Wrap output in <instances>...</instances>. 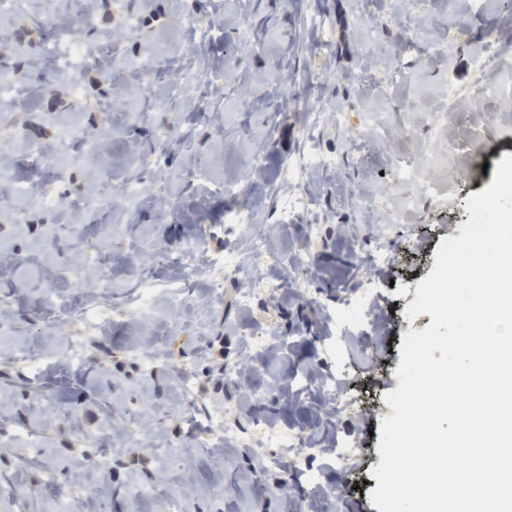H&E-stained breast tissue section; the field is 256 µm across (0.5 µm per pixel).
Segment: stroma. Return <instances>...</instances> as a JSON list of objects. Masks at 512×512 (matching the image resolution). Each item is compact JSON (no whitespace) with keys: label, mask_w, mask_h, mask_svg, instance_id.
Segmentation results:
<instances>
[{"label":"stroma","mask_w":512,"mask_h":512,"mask_svg":"<svg viewBox=\"0 0 512 512\" xmlns=\"http://www.w3.org/2000/svg\"><path fill=\"white\" fill-rule=\"evenodd\" d=\"M89 6L95 24L79 37L115 44L113 81L92 65L75 92L42 60L46 37L67 23L53 0H21L9 22L14 38L0 47V75L24 84L0 107V131L18 129L49 149L76 126L100 146L94 158L71 157L56 180L47 178V163L16 152L0 184V252L16 260L0 271L8 311L0 512H296L306 494L300 472L265 466L257 449L225 446L223 427L209 416L226 411L240 426L259 420L314 435L324 448L353 437L355 470L366 477L360 489L350 471L309 462L328 491L321 512H378L371 471L381 461L382 420L392 413L384 396L399 385L405 334L432 322L404 311L442 240L459 236L467 199L512 155V100L482 98L477 66L512 33V8L484 0L468 16L457 0H125L138 18L131 31L114 0ZM194 17L211 21L205 37L191 33ZM418 40L440 43L443 58L418 54ZM153 45L163 48L162 61L151 58ZM195 68L221 75L220 89L173 95V83ZM292 71L320 78L308 103L323 115L314 129L285 97ZM129 91L141 108L131 125L119 111ZM410 98L416 111H398ZM433 114L447 116V134L431 125ZM163 129L169 142L158 139ZM418 150L434 160L439 195L399 216L389 157ZM311 153L334 158L335 168L283 180L285 159ZM127 182L143 190L132 213L118 192ZM301 189L302 207L281 213L280 195ZM87 196L111 201V211L68 222L66 212ZM240 207L253 208L272 235L261 272L280 275L300 245L310 246L315 271L306 292L285 282L287 299L273 309L261 300L242 306L231 279L212 293L210 281L242 239L229 221ZM15 210L25 223L9 222ZM195 240L205 249L190 260L185 251ZM101 249L114 258L104 270ZM380 250L390 260L376 268L370 257ZM176 279L187 281L192 301L163 294ZM363 282L374 293L368 353L349 357L347 380L378 397L329 417L316 393L296 395L279 383L305 369L315 384L335 369L336 326L322 307L336 302L337 287ZM146 284L159 289L153 319H111L83 331L87 305L136 301ZM245 325L251 336L242 335ZM273 398L276 414L256 418V407ZM161 448L174 449L175 459L162 461ZM45 459L51 472L40 467Z\"/></svg>","instance_id":"stroma-1"}]
</instances>
